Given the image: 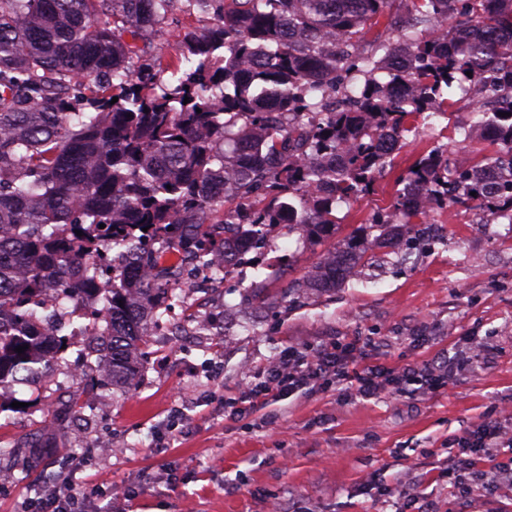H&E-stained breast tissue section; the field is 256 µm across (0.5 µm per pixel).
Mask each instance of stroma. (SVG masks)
Listing matches in <instances>:
<instances>
[{
  "label": "stroma",
  "instance_id": "obj_1",
  "mask_svg": "<svg viewBox=\"0 0 512 512\" xmlns=\"http://www.w3.org/2000/svg\"><path fill=\"white\" fill-rule=\"evenodd\" d=\"M472 106L459 102L402 149L371 191L341 204L335 238L304 244L281 235L287 264L270 286L276 300L241 308L238 291L207 299L209 331L179 346L150 336L136 350L131 384L104 383L67 354L74 383L34 395L14 387L17 408L0 413V512L69 478L89 512H459L442 462L468 458L461 442L490 423L512 434V225L447 207L424 219L437 242L401 261L359 268L322 295L301 283L318 257L372 214L388 209L399 175L434 145L450 157L488 148L465 139ZM336 342L356 365L397 373L405 365L463 357L445 384L387 389L373 399L334 382L251 414L226 415L242 382L264 381L285 348ZM80 396L72 413L68 401ZM112 452H98L102 433ZM44 439V449L34 448Z\"/></svg>",
  "mask_w": 512,
  "mask_h": 512
}]
</instances>
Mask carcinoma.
<instances>
[{"instance_id": "1", "label": "carcinoma", "mask_w": 512, "mask_h": 512, "mask_svg": "<svg viewBox=\"0 0 512 512\" xmlns=\"http://www.w3.org/2000/svg\"><path fill=\"white\" fill-rule=\"evenodd\" d=\"M176 11L207 24L171 82L156 39ZM455 87L476 105L465 139L494 149L419 156L390 208L320 256L315 292L373 247H421L404 229L447 205L512 224V0H0V413L1 389L40 394L64 360L48 280L92 307L70 335L126 385L132 350L183 302L168 282L186 259L220 276L273 226L336 234V208ZM243 292L271 299L265 278Z\"/></svg>"}]
</instances>
